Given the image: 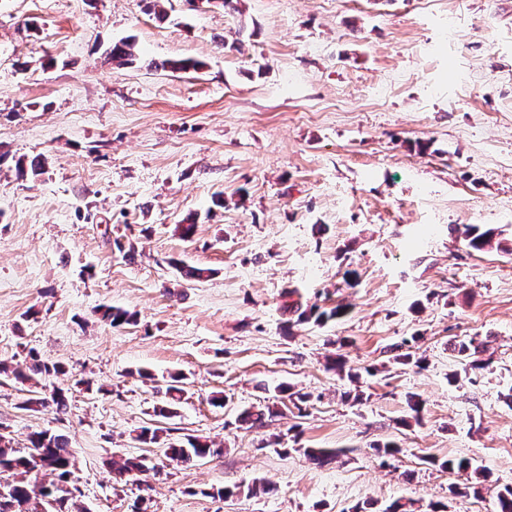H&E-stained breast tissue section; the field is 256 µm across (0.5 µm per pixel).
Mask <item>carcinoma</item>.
<instances>
[{
	"label": "carcinoma",
	"mask_w": 512,
	"mask_h": 512,
	"mask_svg": "<svg viewBox=\"0 0 512 512\" xmlns=\"http://www.w3.org/2000/svg\"><path fill=\"white\" fill-rule=\"evenodd\" d=\"M112 62L118 66L129 65L135 60L134 44L130 39H123L114 44L108 52ZM154 69L171 72L187 73L200 68V63L191 58L169 59L151 63ZM495 232L492 229L480 230L472 226L467 231L469 247L482 250L492 245ZM345 308L338 306L330 311H317L314 306L304 307L299 303L289 306V312L296 316L297 324H323L343 314ZM102 318L115 328L129 325L134 316L122 308H108L103 311ZM484 344L473 339L461 341L454 345L453 352L459 362L472 369H482L485 362L480 359ZM64 372L61 365L49 363L40 358L34 351H29L26 360L14 367L0 362V374L11 375L21 382L36 378L56 376ZM183 377H169L166 393L170 400L157 408L163 417L175 414L174 406L183 393ZM27 406L50 407L58 415H65L70 410L69 400L61 388H54L48 396H36L27 400ZM272 413L269 407L249 409L238 415V421L250 428L264 426L266 415ZM163 455L170 461L189 464L210 456H218L222 449L212 447L207 441L191 436L184 444L166 443L162 448ZM38 454L42 465L40 472L50 476L49 482H43L32 476L34 465L33 454ZM305 454L315 465L323 466L339 454V450L327 448H307ZM440 468L455 473H464L467 478L480 480L487 478L485 468L475 465L469 458L448 459L439 463ZM150 470L149 460L142 455L128 456L122 459L116 468L117 474L136 475ZM0 489L9 493L6 498L0 497V512H16L24 506L26 512H85L78 500L80 489L74 484L73 454L68 438L63 434H50L46 431H35L29 436V445L24 449L14 448L6 437L0 434Z\"/></svg>",
	"instance_id": "1"
}]
</instances>
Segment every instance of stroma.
<instances>
[{
  "mask_svg": "<svg viewBox=\"0 0 512 512\" xmlns=\"http://www.w3.org/2000/svg\"><path fill=\"white\" fill-rule=\"evenodd\" d=\"M167 9L0 0V361L34 349L65 369L34 388L1 376L0 434L67 435L86 512H495L512 485V0ZM123 38L138 58L118 67ZM179 58L200 67L149 66ZM474 225L492 246L468 247ZM297 301L348 312L292 327ZM109 306L135 323L112 327ZM408 338L424 366L393 362ZM472 338L488 364L467 370L452 347ZM335 351L358 381L328 369ZM174 373L186 391L164 418ZM282 382L311 394L306 413ZM52 387L65 418L25 406ZM266 405L267 427L240 426ZM144 426L223 454L168 462L136 442ZM308 448L340 455L318 467ZM140 454L154 470L116 478L110 461ZM459 457L487 470L479 494L450 495L466 479L439 463ZM256 481L268 493L218 495Z\"/></svg>",
  "mask_w": 512,
  "mask_h": 512,
  "instance_id": "1",
  "label": "stroma"
}]
</instances>
